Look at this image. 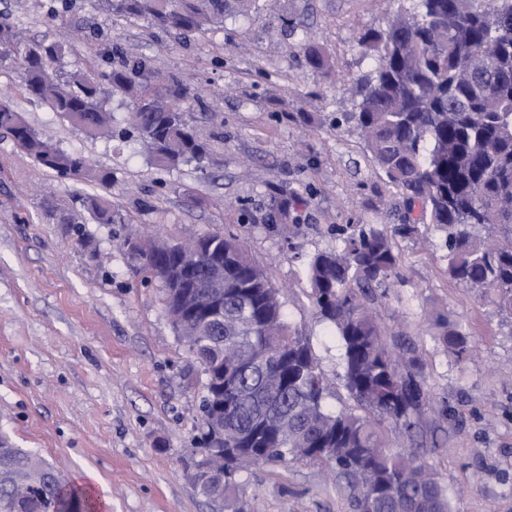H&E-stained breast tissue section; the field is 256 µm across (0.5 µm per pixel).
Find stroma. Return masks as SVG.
Returning <instances> with one entry per match:
<instances>
[{
	"label": "stroma",
	"instance_id": "35a3bbf8",
	"mask_svg": "<svg viewBox=\"0 0 512 512\" xmlns=\"http://www.w3.org/2000/svg\"><path fill=\"white\" fill-rule=\"evenodd\" d=\"M42 3L0 0V16L24 40L63 43V57L48 63L54 74L86 69L117 45L198 90L224 124L197 125L213 148L208 178L191 165L162 173L141 140L87 136L27 98L18 63L0 64V96L42 138L112 173L107 187L55 178L0 134V437L68 483L96 474L108 512H214L192 479L204 377L158 283L144 281L122 243L138 229L178 241L239 236L281 288L291 328L339 379V342L313 313L302 259L335 247L331 225L402 219L398 189L336 117L353 108L352 80L372 68L358 33L386 27L411 0H256L249 18L180 43L148 20L98 12L92 0L57 14ZM308 37L331 57L332 75L306 62ZM277 189L306 201L298 238L266 223ZM89 194L111 199V223H86L77 235L45 212L46 201L77 207ZM396 245L400 281L377 309L386 336L403 337L424 362L431 406L420 452L453 512H512V319L449 279L438 232ZM439 315L471 336L468 359L436 340ZM239 479L243 512H352L347 490L314 462L252 466Z\"/></svg>",
	"mask_w": 512,
	"mask_h": 512
}]
</instances>
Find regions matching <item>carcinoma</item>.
<instances>
[{"mask_svg":"<svg viewBox=\"0 0 512 512\" xmlns=\"http://www.w3.org/2000/svg\"><path fill=\"white\" fill-rule=\"evenodd\" d=\"M107 14L144 18L183 39L219 29L230 14H245L251 0H95ZM374 68L358 79L355 111L344 121L362 137L372 161L399 189L404 223L338 224L336 247L304 260L315 314L340 343L343 388L351 404L328 411L330 383L306 337L286 323L280 290L235 234L210 232L201 243L224 259V321L199 315L175 329L205 377L200 416L224 405V456L200 494L224 507L245 465L313 460L346 481L354 512H452L448 492L426 462L391 435L412 439L430 398L421 381L423 360L413 347L398 352L385 338L374 292L391 287L401 256L395 238L427 226L445 236L448 277L512 316V0H418L384 30L359 35ZM309 65L332 72L318 45L304 48ZM57 43L24 44L15 27L0 22V61L21 60L28 98L40 102L93 138L110 139L114 118L104 94L129 101V129L146 145L152 165L174 170L186 163L206 174L210 144L190 123L197 93L176 77H162L144 58L119 46L104 64L66 77H47L41 57L57 58ZM0 130L39 166L60 179L107 183L112 174L80 153L41 139L21 111L0 99ZM295 192L271 197L268 221L301 232ZM85 212L56 216L81 234L84 213L112 223V202L90 196ZM134 268L166 291L182 272L162 252L138 250ZM194 287L207 293L211 268L200 262ZM436 339L457 359L471 336L439 322ZM0 512H96L50 465L21 448L0 453Z\"/></svg>","mask_w":512,"mask_h":512,"instance_id":"obj_1","label":"carcinoma"}]
</instances>
